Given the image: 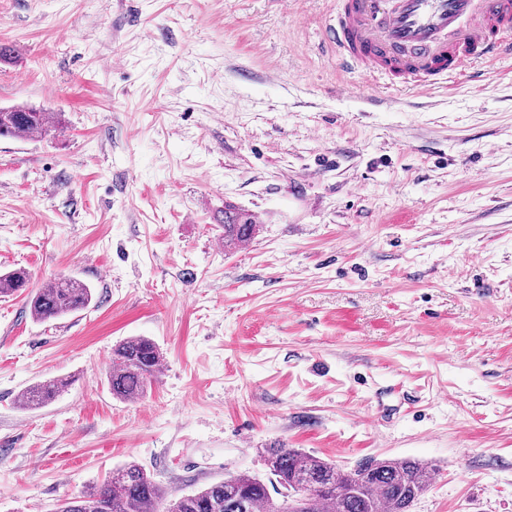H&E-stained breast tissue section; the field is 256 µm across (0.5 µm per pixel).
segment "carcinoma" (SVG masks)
Here are the masks:
<instances>
[{
    "instance_id": "1",
    "label": "carcinoma",
    "mask_w": 512,
    "mask_h": 512,
    "mask_svg": "<svg viewBox=\"0 0 512 512\" xmlns=\"http://www.w3.org/2000/svg\"><path fill=\"white\" fill-rule=\"evenodd\" d=\"M61 127L58 113L25 106L0 108V138L21 139ZM255 224L244 211L224 208V243H248ZM23 269L0 274V296L28 288ZM93 289L75 276L61 275L27 295L33 320L49 322L86 309ZM163 354L144 336L130 337L112 349L108 383L122 400L141 398L155 377ZM66 378L36 383L21 394L28 410L46 406ZM267 478L248 473L229 475L169 502L161 485L137 463L112 470L99 487L67 498L55 512H411L433 485L437 469L414 458H366L352 471L299 448L277 445L258 449Z\"/></svg>"
}]
</instances>
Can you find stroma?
Returning <instances> with one entry per match:
<instances>
[{"mask_svg":"<svg viewBox=\"0 0 512 512\" xmlns=\"http://www.w3.org/2000/svg\"><path fill=\"white\" fill-rule=\"evenodd\" d=\"M341 2L0 0V107L63 123L0 139V272L94 292L46 323L0 297V512L131 461L179 497L277 444L431 462L413 512H512V55L418 96L337 65ZM132 336L163 362L124 401ZM244 211L233 206L224 208V243L237 245L248 243L255 231L256 224ZM162 361L159 347L147 337H130L116 345L108 375L112 395L122 400L141 398ZM68 384V379L60 378L31 385L22 392L21 404L28 410L44 407Z\"/></svg>","mask_w":512,"mask_h":512,"instance_id":"1","label":"stroma"}]
</instances>
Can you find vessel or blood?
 <instances>
[{
  "label": "vessel or blood",
  "instance_id": "b4317fda",
  "mask_svg": "<svg viewBox=\"0 0 512 512\" xmlns=\"http://www.w3.org/2000/svg\"><path fill=\"white\" fill-rule=\"evenodd\" d=\"M327 42L341 66L408 90L474 81L476 61L512 55V0H345Z\"/></svg>",
  "mask_w": 512,
  "mask_h": 512
}]
</instances>
